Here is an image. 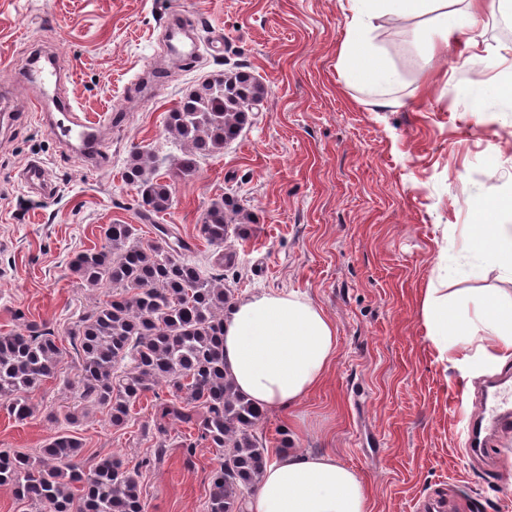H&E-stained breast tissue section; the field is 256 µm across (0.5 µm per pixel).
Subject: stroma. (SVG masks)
<instances>
[{
  "label": "stroma",
  "mask_w": 512,
  "mask_h": 512,
  "mask_svg": "<svg viewBox=\"0 0 512 512\" xmlns=\"http://www.w3.org/2000/svg\"><path fill=\"white\" fill-rule=\"evenodd\" d=\"M202 46L196 57L160 52L172 18ZM340 0H0V332L31 322L74 327L97 294L72 277L74 252L100 246L102 228L136 225L155 238L164 225L208 266L219 253L201 235L210 204L235 198L253 218L224 284L242 299L293 290L334 321L335 359L326 378L292 411L270 409L268 449L332 451L368 486L372 512H422L436 499L455 512H512V431L477 455L466 444L486 381L512 374L470 358L438 361L420 306L442 262L456 267L449 290L510 292L512 275L470 273L464 241L477 205L512 193V8L487 0L464 18L463 41L428 57L418 21L379 20L376 45L402 75L401 107L379 112L340 77ZM223 46L205 48L210 32ZM51 49L66 74L62 92L76 111L114 113L96 168L65 151L29 106L23 78L34 54ZM247 68L267 94L223 153L179 171L181 145L166 113L197 82ZM153 153L170 183V210L142 219L139 192L123 173L131 151ZM40 160L56 186L46 201L20 174ZM76 354L34 392V415L0 409V451L38 456L58 432L79 437L86 458L117 455L141 468L148 512H201L218 466L215 449L187 456L181 423L155 427L166 386L135 403L118 430L105 409L84 408ZM77 423H69L71 414ZM167 451L152 454L158 444Z\"/></svg>",
  "instance_id": "35a3bbf8"
}]
</instances>
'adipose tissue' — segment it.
Wrapping results in <instances>:
<instances>
[{
    "instance_id": "adipose-tissue-1",
    "label": "adipose tissue",
    "mask_w": 512,
    "mask_h": 512,
    "mask_svg": "<svg viewBox=\"0 0 512 512\" xmlns=\"http://www.w3.org/2000/svg\"><path fill=\"white\" fill-rule=\"evenodd\" d=\"M346 0V27L338 49V68L347 83L372 97L375 107H397L391 89L401 81L385 49L370 35L386 17L426 19L424 37L438 53L460 31L459 15L475 16L484 0ZM512 197L480 212L469 251L475 271L498 268L512 273ZM425 335L440 361L474 350L486 364L512 360V297L427 289L421 301ZM337 349L336 325L308 297L288 291L261 293L230 305L224 314V361L238 392L256 406L288 410L317 389ZM247 512H372L367 486L331 452L278 449L247 501Z\"/></svg>"
}]
</instances>
